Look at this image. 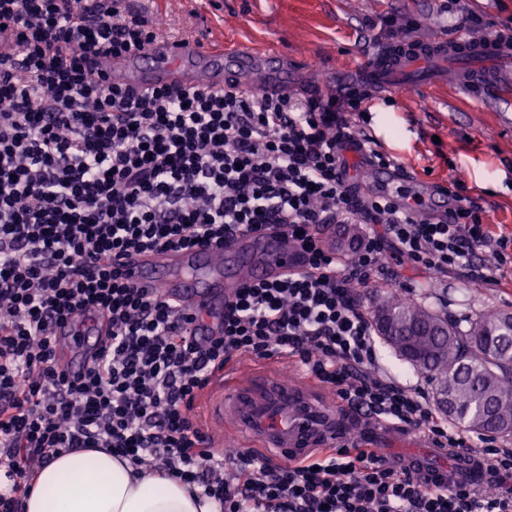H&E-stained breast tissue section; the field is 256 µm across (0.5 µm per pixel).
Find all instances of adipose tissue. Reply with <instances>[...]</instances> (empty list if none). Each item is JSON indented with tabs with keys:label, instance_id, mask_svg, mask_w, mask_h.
<instances>
[{
	"label": "adipose tissue",
	"instance_id": "adipose-tissue-1",
	"mask_svg": "<svg viewBox=\"0 0 512 512\" xmlns=\"http://www.w3.org/2000/svg\"><path fill=\"white\" fill-rule=\"evenodd\" d=\"M195 502L179 481L154 473L132 476L103 450L65 453L39 469L25 498V512H217Z\"/></svg>",
	"mask_w": 512,
	"mask_h": 512
}]
</instances>
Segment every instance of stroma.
Listing matches in <instances>:
<instances>
[{
    "label": "stroma",
    "mask_w": 512,
    "mask_h": 512,
    "mask_svg": "<svg viewBox=\"0 0 512 512\" xmlns=\"http://www.w3.org/2000/svg\"><path fill=\"white\" fill-rule=\"evenodd\" d=\"M148 12L162 34L186 31L288 53L304 84L322 80L331 92L350 82L352 70L377 49L375 23L392 17L415 23V36L440 37L445 11L479 15L490 30L512 27V0H130ZM367 105L379 151L408 167L417 182L464 181L483 207L487 223L512 237V106L499 102L494 89L470 91L444 82L429 87L404 85L372 94ZM389 272L365 300L378 309L385 293H408L411 301L432 306L466 323L490 309L512 313V265L504 266L502 285H488L452 272L435 280L423 270L389 263ZM378 446L386 455L418 457L425 464L454 465L435 459L411 434L382 429Z\"/></svg>",
    "instance_id": "stroma-1"
}]
</instances>
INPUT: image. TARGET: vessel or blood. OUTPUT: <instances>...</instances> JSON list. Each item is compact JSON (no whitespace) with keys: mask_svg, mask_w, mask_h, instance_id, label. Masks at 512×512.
<instances>
[{"mask_svg":"<svg viewBox=\"0 0 512 512\" xmlns=\"http://www.w3.org/2000/svg\"><path fill=\"white\" fill-rule=\"evenodd\" d=\"M94 68L136 93L162 86L219 92H285L291 86L287 55L249 45L227 49L191 35L158 39L137 55L99 60ZM366 72L378 89L423 87L451 74L467 89L497 85L506 93L512 91L504 79L512 73V29L494 37L456 35L396 44L375 53ZM373 177L377 194L397 200L414 215L434 205V187L403 192L411 178L401 167H374ZM113 267L129 287L192 310L197 316L192 332L201 340L221 332L224 304L238 288L301 269L302 254L286 233L244 232L221 247L118 256ZM106 333L103 323L91 329L79 321H62L53 330L58 362L69 375L84 373ZM199 408L215 447L231 438L237 447L258 451L275 465L317 454L334 444L342 430L334 396L309 378L281 381L269 361L241 360L213 373Z\"/></svg>","mask_w":512,"mask_h":512,"instance_id":"obj_1","label":"vessel or blood"}]
</instances>
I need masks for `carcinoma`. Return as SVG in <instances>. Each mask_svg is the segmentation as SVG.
Segmentation results:
<instances>
[{
    "label": "carcinoma",
    "instance_id": "obj_1",
    "mask_svg": "<svg viewBox=\"0 0 512 512\" xmlns=\"http://www.w3.org/2000/svg\"><path fill=\"white\" fill-rule=\"evenodd\" d=\"M381 336L417 371L448 394L443 411L469 428L512 435V314L489 311L467 326L432 307L383 301L375 314Z\"/></svg>",
    "mask_w": 512,
    "mask_h": 512
}]
</instances>
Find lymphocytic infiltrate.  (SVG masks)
Here are the masks:
<instances>
[{
    "label": "lymphocytic infiltrate",
    "mask_w": 512,
    "mask_h": 512,
    "mask_svg": "<svg viewBox=\"0 0 512 512\" xmlns=\"http://www.w3.org/2000/svg\"><path fill=\"white\" fill-rule=\"evenodd\" d=\"M0 512H23L37 468L97 448L134 474L162 472L219 512H512V448L480 447L425 388L380 365L363 295L387 259L434 278L469 268L497 283L512 238L483 221L458 183L448 215L415 220L392 199L346 183L365 93L348 85L295 100L159 87L132 95L86 66L159 36L126 0H0ZM366 224L348 252L322 227ZM286 228L305 266L239 288L224 331L197 343L191 315L125 285L108 259L223 244L237 229ZM102 312L105 346L83 376L54 357L52 329ZM285 358L369 422L422 432L468 452L479 481L391 458L357 441L271 465L246 450L206 447L194 402L233 357Z\"/></svg>",
    "instance_id": "lymphocytic-infiltrate-1"
}]
</instances>
